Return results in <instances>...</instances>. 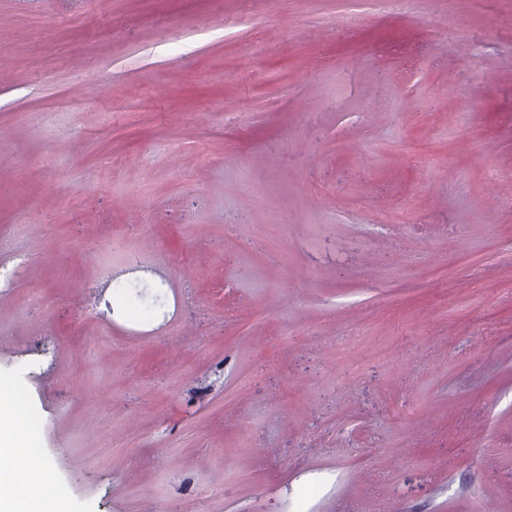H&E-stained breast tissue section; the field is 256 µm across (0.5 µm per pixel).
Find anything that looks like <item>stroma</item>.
Returning <instances> with one entry per match:
<instances>
[{
    "label": "stroma",
    "instance_id": "obj_1",
    "mask_svg": "<svg viewBox=\"0 0 512 512\" xmlns=\"http://www.w3.org/2000/svg\"><path fill=\"white\" fill-rule=\"evenodd\" d=\"M14 268L67 512H512V0H0Z\"/></svg>",
    "mask_w": 512,
    "mask_h": 512
}]
</instances>
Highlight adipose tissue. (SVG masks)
<instances>
[{"label": "adipose tissue", "instance_id": "obj_1", "mask_svg": "<svg viewBox=\"0 0 512 512\" xmlns=\"http://www.w3.org/2000/svg\"><path fill=\"white\" fill-rule=\"evenodd\" d=\"M0 383V512H65V498L49 493L56 474L39 444L36 414L3 398Z\"/></svg>", "mask_w": 512, "mask_h": 512}]
</instances>
